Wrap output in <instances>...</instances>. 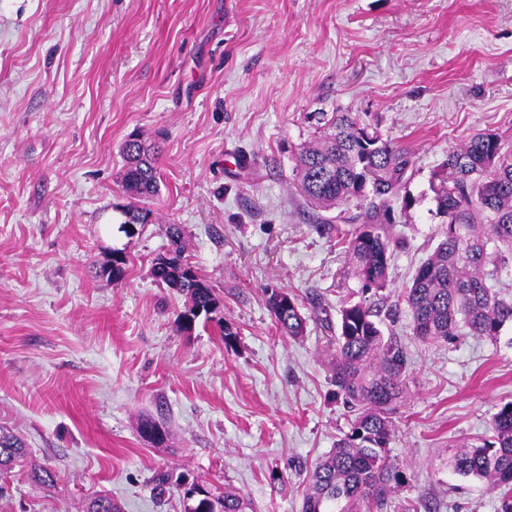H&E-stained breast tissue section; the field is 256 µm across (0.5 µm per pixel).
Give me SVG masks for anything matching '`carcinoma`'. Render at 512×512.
I'll return each mask as SVG.
<instances>
[{
    "label": "carcinoma",
    "mask_w": 512,
    "mask_h": 512,
    "mask_svg": "<svg viewBox=\"0 0 512 512\" xmlns=\"http://www.w3.org/2000/svg\"><path fill=\"white\" fill-rule=\"evenodd\" d=\"M124 191L139 200L158 194L156 148L139 138L123 146ZM413 154L369 133L349 112H334L322 139L299 153V176L307 197L324 208L356 202L360 212L336 216V233L347 244L351 273L359 289L339 309L331 382L352 413L351 433L315 464L304 492L302 512H388L401 474L386 456L394 434L392 414L406 392L407 353L384 321L396 310L380 291L387 287L392 219L388 199L399 195ZM435 191L437 214L446 218L444 239L420 266L402 300L414 336L448 341L457 336L497 340L512 323V297L498 288L500 272L512 266V140L495 133L472 135L448 149ZM124 224L151 221L147 208H125ZM172 250L152 265L153 277L184 294L187 311L212 314L218 299L207 281L183 257L178 225L168 227ZM115 264L100 268L114 281L126 274L128 260L114 250ZM279 329L303 335L306 319L296 296L283 288H265ZM28 455L25 443L0 432V477ZM456 473L487 484L502 495V512H512V402L494 414L492 435L454 445ZM241 492L216 496L193 484L184 493V512H248ZM87 512H121L105 494L90 498Z\"/></svg>",
    "instance_id": "cac0c4a2"
}]
</instances>
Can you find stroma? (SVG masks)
Wrapping results in <instances>:
<instances>
[{
	"label": "stroma",
	"mask_w": 512,
	"mask_h": 512,
	"mask_svg": "<svg viewBox=\"0 0 512 512\" xmlns=\"http://www.w3.org/2000/svg\"><path fill=\"white\" fill-rule=\"evenodd\" d=\"M320 112L359 116L414 156L391 203L396 302L443 237L433 187L449 148L512 137V0H0V429L30 450L0 480V512H84L98 493L123 512H184L193 482L301 512L308 470L350 428L330 362L358 287L296 177ZM133 134L160 142V192L130 237ZM170 224L219 299L188 332L186 297L151 275ZM115 249L118 281L98 274ZM269 286L296 295L304 336L279 332ZM392 329L411 359L394 512H501L448 443L484 435L512 401V325L427 344L402 309ZM146 417L162 443L140 436ZM38 466L53 485L30 481Z\"/></svg>",
	"instance_id": "stroma-1"
}]
</instances>
